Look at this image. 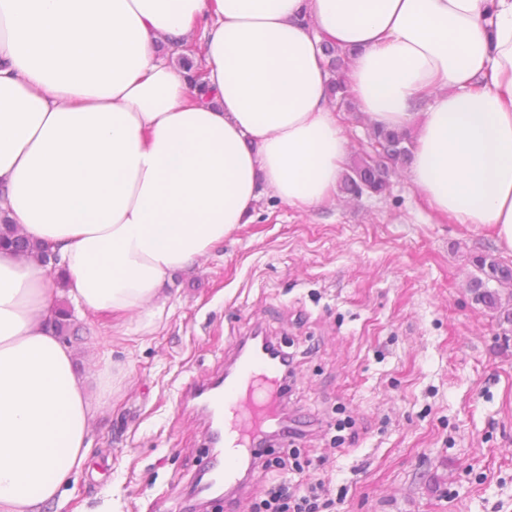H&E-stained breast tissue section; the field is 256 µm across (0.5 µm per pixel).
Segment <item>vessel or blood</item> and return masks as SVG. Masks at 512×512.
<instances>
[{
  "label": "vessel or blood",
  "mask_w": 512,
  "mask_h": 512,
  "mask_svg": "<svg viewBox=\"0 0 512 512\" xmlns=\"http://www.w3.org/2000/svg\"><path fill=\"white\" fill-rule=\"evenodd\" d=\"M289 374L276 351L241 345L232 375L192 381L183 393L184 406L208 423L211 447L234 449L235 460L213 456L207 463L214 485L224 487V512H240L242 481L238 459H262L264 426L273 422L281 400L288 394Z\"/></svg>",
  "instance_id": "vessel-or-blood-1"
}]
</instances>
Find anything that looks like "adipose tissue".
I'll list each match as a JSON object with an SVG mask.
<instances>
[{
  "label": "adipose tissue",
  "mask_w": 512,
  "mask_h": 512,
  "mask_svg": "<svg viewBox=\"0 0 512 512\" xmlns=\"http://www.w3.org/2000/svg\"><path fill=\"white\" fill-rule=\"evenodd\" d=\"M325 41L370 124L412 134L432 210L512 255V0H0V222L56 259L0 249V512L59 499L120 382L106 353L77 374L59 293L152 335L175 276L262 197L333 201L348 140Z\"/></svg>",
  "instance_id": "1"
}]
</instances>
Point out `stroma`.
<instances>
[{
  "label": "stroma",
  "mask_w": 512,
  "mask_h": 512,
  "mask_svg": "<svg viewBox=\"0 0 512 512\" xmlns=\"http://www.w3.org/2000/svg\"><path fill=\"white\" fill-rule=\"evenodd\" d=\"M382 197L302 212L266 197L197 268L152 335L113 340L71 314L79 373L124 366L87 462L43 512H182L210 450L180 403L224 373L240 337L291 354L286 409L326 512H512V326L469 288L488 227L433 215L400 173Z\"/></svg>",
  "instance_id": "stroma-1"
}]
</instances>
